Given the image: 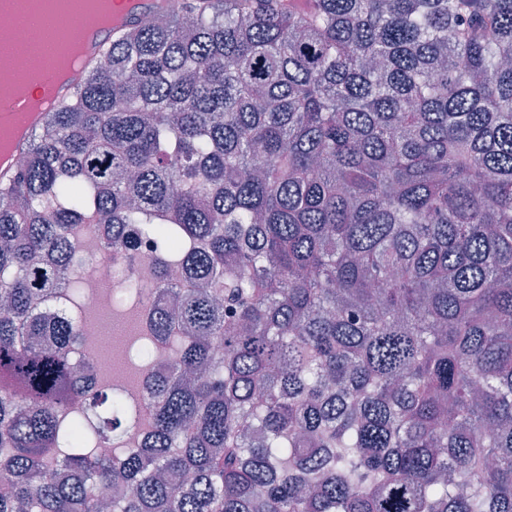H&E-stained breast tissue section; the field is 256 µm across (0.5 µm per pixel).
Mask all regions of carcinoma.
Instances as JSON below:
<instances>
[{
  "label": "carcinoma",
  "instance_id": "cac0c4a2",
  "mask_svg": "<svg viewBox=\"0 0 512 512\" xmlns=\"http://www.w3.org/2000/svg\"><path fill=\"white\" fill-rule=\"evenodd\" d=\"M82 229L138 424L38 308ZM0 300V512H512V0H176L0 183ZM127 346V344L123 343L120 338L116 339L115 346L113 348L104 352V355L109 358H112V368L115 364L117 367H119L118 371L121 372L125 378L127 388L135 393L140 388V381L141 385L145 384L148 380L151 379L154 370L152 366H144L140 369H137L134 367V365L131 364H125L123 363V358L121 355V351ZM140 373V378H139ZM123 376L113 371L112 372V384L114 387L118 389H123L125 387V381Z\"/></svg>",
  "mask_w": 512,
  "mask_h": 512
}]
</instances>
